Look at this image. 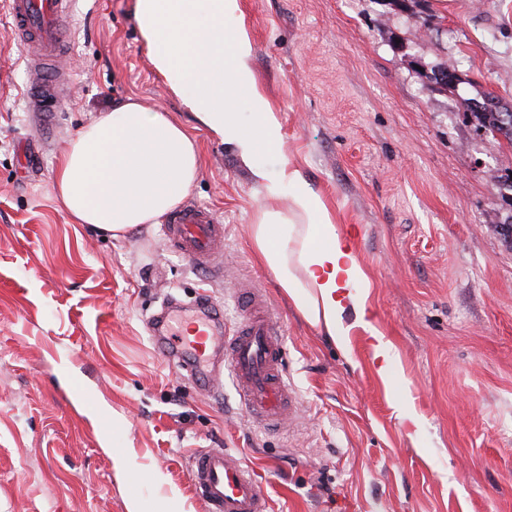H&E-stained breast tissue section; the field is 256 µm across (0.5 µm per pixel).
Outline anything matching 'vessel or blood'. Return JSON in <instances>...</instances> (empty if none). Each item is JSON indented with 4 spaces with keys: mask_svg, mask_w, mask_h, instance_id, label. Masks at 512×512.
Masks as SVG:
<instances>
[{
    "mask_svg": "<svg viewBox=\"0 0 512 512\" xmlns=\"http://www.w3.org/2000/svg\"><path fill=\"white\" fill-rule=\"evenodd\" d=\"M71 2L7 0L16 42L32 62L26 82L30 111L54 112L63 101L59 88L66 78L63 62L70 45L64 20ZM163 232L172 251L202 270H213L224 251L223 224L207 208L192 202L168 217ZM236 302L250 315L225 335L219 334L210 307L175 302L154 314L147 330L164 359L210 364L207 379L212 383L230 373L250 418L275 426L296 407L294 391L283 375L282 333L254 289H238ZM190 474L209 512H268L254 471L225 449L197 452Z\"/></svg>",
    "mask_w": 512,
    "mask_h": 512,
    "instance_id": "b4317fda",
    "label": "vessel or blood"
}]
</instances>
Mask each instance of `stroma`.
I'll return each instance as SVG.
<instances>
[{
  "label": "stroma",
  "instance_id": "stroma-1",
  "mask_svg": "<svg viewBox=\"0 0 512 512\" xmlns=\"http://www.w3.org/2000/svg\"><path fill=\"white\" fill-rule=\"evenodd\" d=\"M132 5L80 0L45 134L0 0V512H126L132 496L145 512L161 497L206 512L189 478L205 448L251 465L269 512H512V144L469 114L488 93L512 107V0H420L424 33L387 0H240L282 126L266 160L301 169L351 239L367 317L391 344L386 379L354 313L336 345L281 293L249 240L262 189L205 132L187 197L224 225L223 278L169 250L160 225L112 238L60 207L58 158L113 102L192 121ZM437 66L465 83L440 90L425 74ZM243 282L280 321L297 410L278 428L246 416L232 381L212 393L171 367L146 331L171 296L207 298L234 326ZM116 447L133 479L118 477Z\"/></svg>",
  "mask_w": 512,
  "mask_h": 512
}]
</instances>
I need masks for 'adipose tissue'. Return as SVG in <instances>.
I'll list each match as a JSON object with an SVG mask.
<instances>
[{"mask_svg": "<svg viewBox=\"0 0 512 512\" xmlns=\"http://www.w3.org/2000/svg\"><path fill=\"white\" fill-rule=\"evenodd\" d=\"M133 9L155 71L194 124L133 100L99 113L58 161L61 206L75 223L115 236L158 223L197 180L194 132L206 131L263 183L251 243L304 320L337 343L348 332L344 313L351 306L357 326L370 329L366 276L322 197L291 163L272 173L256 162L279 148L282 126L257 85L240 0H134ZM284 195L285 210L278 205Z\"/></svg>", "mask_w": 512, "mask_h": 512, "instance_id": "ef3b65f1", "label": "adipose tissue"}]
</instances>
